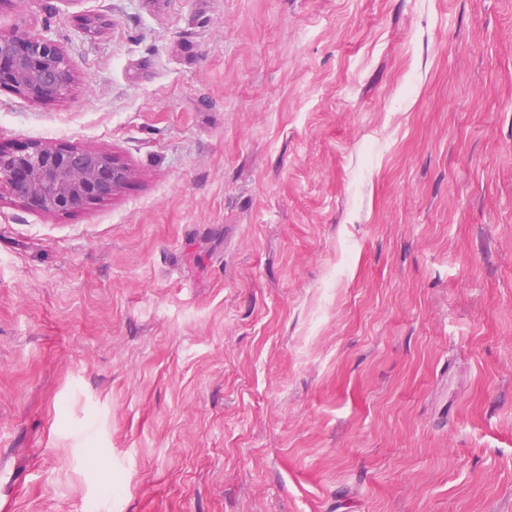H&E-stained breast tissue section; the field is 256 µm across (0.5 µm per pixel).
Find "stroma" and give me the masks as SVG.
Listing matches in <instances>:
<instances>
[{
  "mask_svg": "<svg viewBox=\"0 0 512 512\" xmlns=\"http://www.w3.org/2000/svg\"><path fill=\"white\" fill-rule=\"evenodd\" d=\"M0 512H512V0H0ZM71 73L60 45L47 34L0 35V88L32 99L52 98L68 86ZM112 157L78 148L33 146L20 153L0 152V181L30 209L60 212L112 196L126 182Z\"/></svg>",
  "mask_w": 512,
  "mask_h": 512,
  "instance_id": "obj_1",
  "label": "stroma"
}]
</instances>
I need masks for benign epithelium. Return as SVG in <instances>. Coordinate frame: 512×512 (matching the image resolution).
Listing matches in <instances>:
<instances>
[{
	"label": "benign epithelium",
	"instance_id": "obj_1",
	"mask_svg": "<svg viewBox=\"0 0 512 512\" xmlns=\"http://www.w3.org/2000/svg\"><path fill=\"white\" fill-rule=\"evenodd\" d=\"M71 73L60 45L47 34L0 35V88L32 99L52 98L68 86ZM112 157L78 148L33 146L0 152V181L30 209L60 212L112 196L126 182Z\"/></svg>",
	"mask_w": 512,
	"mask_h": 512
}]
</instances>
